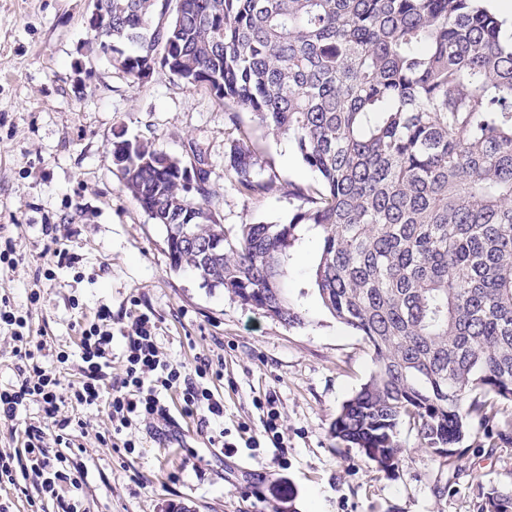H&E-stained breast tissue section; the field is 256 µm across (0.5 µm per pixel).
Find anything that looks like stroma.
<instances>
[{"mask_svg":"<svg viewBox=\"0 0 512 512\" xmlns=\"http://www.w3.org/2000/svg\"><path fill=\"white\" fill-rule=\"evenodd\" d=\"M90 0H0V236L12 238L22 260L0 272V298L27 317L34 339L54 353L44 360L63 382L74 381L57 352L78 355L80 329L100 306L112 310V370L120 372L123 329L138 310L159 320L158 342L185 375L199 359L222 365L211 388L224 419L202 426L184 413L178 391L166 395L162 428L138 426L131 452L100 445L110 430L104 407L78 408L88 424L71 452L82 470L76 495L85 512H479L483 492L512 489V438H488L471 420L462 457L440 462L403 431L402 463L388 474L346 447L331 427L342 404L374 369L358 332L336 320L310 283L320 240L307 232L292 252L285 287L301 311L289 327L221 288L202 287L171 269L163 229L123 191L112 164L114 136L151 138L174 157L189 143L212 165L213 208L227 235L253 222L284 223L302 200L290 187L315 175L286 137L238 111L229 120L205 88L161 72L131 82L93 52L85 18ZM243 138L268 193L248 198L224 171L232 139ZM57 227L46 236L44 225ZM63 243L75 267L55 266ZM53 271L43 279L39 270ZM37 302H30V292ZM276 394L284 446L263 433L265 396ZM223 433L232 457L208 447ZM247 462L265 472L263 494L243 496L228 465ZM445 487L435 497L434 486Z\"/></svg>","mask_w":512,"mask_h":512,"instance_id":"35a3bbf8","label":"stroma"}]
</instances>
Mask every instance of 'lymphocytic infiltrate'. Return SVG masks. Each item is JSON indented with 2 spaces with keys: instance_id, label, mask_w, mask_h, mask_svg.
<instances>
[{
  "instance_id": "obj_1",
  "label": "lymphocytic infiltrate",
  "mask_w": 512,
  "mask_h": 512,
  "mask_svg": "<svg viewBox=\"0 0 512 512\" xmlns=\"http://www.w3.org/2000/svg\"><path fill=\"white\" fill-rule=\"evenodd\" d=\"M26 321L17 316L9 299H0V330L9 332L13 355L21 379L8 387H0V420L11 421L20 406L38 402L43 420L26 424L24 428V457L34 481L27 487L18 483L14 472L16 458L0 453V486H13L18 495L27 497L29 507L38 500L50 498L56 512H81V502L67 498L65 487L78 486L77 468L72 459L51 452V445H69L74 432H85L86 421L61 412L65 405H106L112 426L111 434H98L100 444L109 436L123 439L124 449L134 448V425L166 418L164 392L177 390L183 408L199 414L202 423L224 417V403L208 387L211 378H222L220 367L203 360L195 368L194 377H184L180 366L170 361L157 342L158 320L153 312L137 314L125 331L123 369L120 376L112 374V311L100 306L95 319L80 330L79 374L77 382L63 384L60 377L43 365V342L28 340L23 330Z\"/></svg>"
}]
</instances>
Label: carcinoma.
Masks as SVG:
<instances>
[{
  "instance_id": "obj_1",
  "label": "carcinoma",
  "mask_w": 512,
  "mask_h": 512,
  "mask_svg": "<svg viewBox=\"0 0 512 512\" xmlns=\"http://www.w3.org/2000/svg\"><path fill=\"white\" fill-rule=\"evenodd\" d=\"M102 52L137 81L203 85L288 138L316 181L286 224L224 232L209 161L121 136L123 190L164 227L170 267L286 326L290 250L321 238L312 285L373 350L335 438L399 469L403 427L460 457L467 420L512 404V36L487 0H100ZM234 189L271 187L232 143ZM216 243L205 249L202 243ZM481 512H512L491 488Z\"/></svg>"
}]
</instances>
